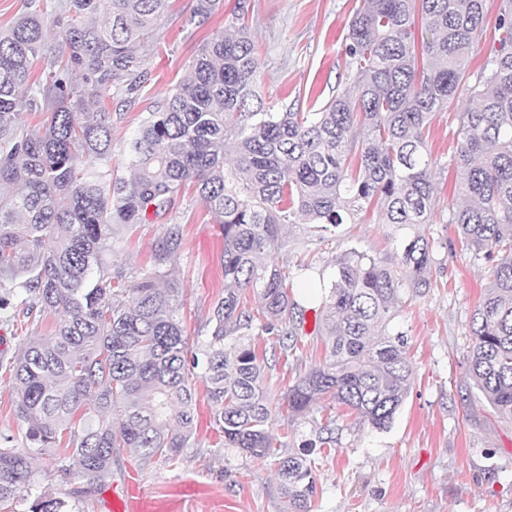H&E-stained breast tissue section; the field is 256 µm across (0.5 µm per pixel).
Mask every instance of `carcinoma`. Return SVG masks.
I'll return each instance as SVG.
<instances>
[{"label":"carcinoma","mask_w":512,"mask_h":512,"mask_svg":"<svg viewBox=\"0 0 512 512\" xmlns=\"http://www.w3.org/2000/svg\"><path fill=\"white\" fill-rule=\"evenodd\" d=\"M168 0H66L53 19L64 44L52 55L40 8L0 30V309L62 313L55 334L33 339L10 363L27 423L24 447L0 438V505L29 483L31 450L63 447L77 473L112 476V455L134 450L145 466L171 460L195 428L191 370L202 379L224 447L274 459L282 512H311L317 440L288 453L273 445L278 416L299 419L329 400L372 428L391 427L413 383L408 338L389 330L404 291L431 287L429 238L403 240L396 265L352 249L316 313L322 363L273 405L253 332L298 349L305 308L288 270L268 261L288 249L287 224L322 234L368 209L378 223L428 224L436 208L427 127L455 105L486 31V0H360L349 23L345 70L353 89L316 112H274L257 91L262 64L245 26L198 48L188 73L149 114L127 148L129 177L112 176L117 88L133 98L146 76L137 47L157 35ZM486 62L457 113L452 158L462 202L450 213L465 249L490 263L471 318L474 388L512 417V0L495 19ZM53 56L44 80L37 58ZM44 112L40 129L19 121L21 102ZM193 184L223 226L224 295L210 335L189 342L177 284L161 264L181 249L178 225L157 245L158 266L131 284L112 272L116 226L169 212ZM251 288L255 306L242 291ZM30 512H69L39 496Z\"/></svg>","instance_id":"obj_1"}]
</instances>
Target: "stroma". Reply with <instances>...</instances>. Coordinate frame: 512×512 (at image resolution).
<instances>
[{"label":"stroma","instance_id":"stroma-1","mask_svg":"<svg viewBox=\"0 0 512 512\" xmlns=\"http://www.w3.org/2000/svg\"><path fill=\"white\" fill-rule=\"evenodd\" d=\"M359 0H221L205 23L192 18L196 0H169L161 40L144 48L148 81L136 100L112 112V169L126 177L128 142L142 121L183 77L199 44L214 34L247 26L263 65L260 96L281 110L301 101L321 107L349 88L343 64L349 20ZM453 114L430 125L428 144L437 187L432 223L419 231L434 240L432 286L405 294L392 329L409 339L414 383L389 430L377 431L345 408L325 410L275 426L276 444L299 447L315 438L320 421L332 418L333 443L315 451L316 495L312 512H512V419L502 416L471 389L467 352L472 344L470 317L486 286L483 258L462 249L448 208L456 203V172L451 162L461 141ZM179 226L183 245L169 264L183 292L182 322L189 340L204 339L214 303L224 294L221 257L223 231L195 189H186L174 208L132 228L118 226L109 260L113 270L135 280L156 264L158 242ZM405 231L363 213L324 239L307 236L302 225L288 228V248L274 254L287 266L299 296L320 305L323 288L337 261L355 248L377 261L395 264ZM305 334L293 357L281 359L274 336L259 339L268 359V385L281 402L289 385L323 357L314 333L315 317L305 314ZM59 317L26 313L23 305L0 311V435L22 439L26 425L16 414L18 394L4 362L33 337L53 334ZM196 391L197 430L176 461L154 460L137 466L135 453L117 449L113 481L136 475L157 499L179 500L182 512H281L278 479L271 462L225 447L212 425L201 379ZM60 449L35 454L28 488L0 512H29L31 502L51 494L69 501L74 512H98L101 486L71 475Z\"/></svg>","mask_w":512,"mask_h":512}]
</instances>
